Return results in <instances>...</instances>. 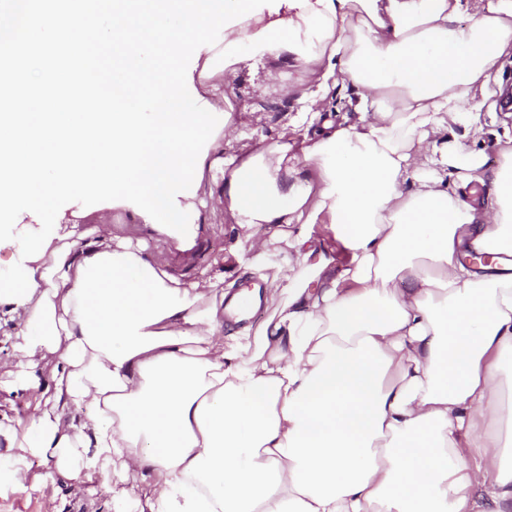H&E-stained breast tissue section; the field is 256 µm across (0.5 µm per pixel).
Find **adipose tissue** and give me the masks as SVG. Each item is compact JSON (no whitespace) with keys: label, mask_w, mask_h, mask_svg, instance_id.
Masks as SVG:
<instances>
[{"label":"adipose tissue","mask_w":512,"mask_h":512,"mask_svg":"<svg viewBox=\"0 0 512 512\" xmlns=\"http://www.w3.org/2000/svg\"><path fill=\"white\" fill-rule=\"evenodd\" d=\"M509 55L512 0H310L201 51L193 85L219 111L240 70L283 59L311 79L315 137L208 154L221 189L179 199L224 205L259 261L300 225L283 301L225 342L223 276L183 285L108 209L65 214L31 300L0 302L19 355L6 389L39 392L0 416V487L41 490L39 457L122 500L146 473L147 512H512V137L493 166L468 146ZM334 87L358 99L349 124L325 112ZM314 224L344 269L314 256ZM325 225L314 224L311 232V247L314 248V254L322 253L325 256L336 257V268L338 269V263H344L347 258L346 250Z\"/></svg>","instance_id":"obj_1"}]
</instances>
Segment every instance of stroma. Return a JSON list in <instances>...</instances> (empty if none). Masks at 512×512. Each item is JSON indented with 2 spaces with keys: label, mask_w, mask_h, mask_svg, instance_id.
<instances>
[{
  "label": "stroma",
  "mask_w": 512,
  "mask_h": 512,
  "mask_svg": "<svg viewBox=\"0 0 512 512\" xmlns=\"http://www.w3.org/2000/svg\"><path fill=\"white\" fill-rule=\"evenodd\" d=\"M274 70L277 75L275 82L268 83L252 78L244 70L225 87L224 93L233 107L231 120L239 131L237 138L225 142V156L231 157L260 149L278 141L289 129L299 126L296 98L292 95L282 96L280 88L292 82L301 91L306 89L307 84L297 81L287 63H275ZM510 84L512 85V58L505 62L491 84L492 94L480 118L484 133L473 144L474 149L490 165L496 164L499 158L500 136L505 130H512V115L502 111L498 97L500 89ZM112 231L131 238L133 242L141 243L148 258L167 263L169 272L184 284L189 285L220 275L224 278L225 292L231 294L248 286L260 287V305L242 322L225 320V333L244 329L257 331L280 301L278 292L266 288L265 282L277 274L279 266L287 265L291 259L292 253L286 241L275 243V257L272 262H239L237 254L246 245L247 231L233 224L226 210H203L198 235L194 244L189 247L144 223L138 213L129 207L113 208ZM30 465L32 475L46 477L45 487L32 494L1 490L0 512H45L46 501L50 498L54 499L59 512H115L111 494L102 490L92 494L89 493L87 484L59 475L50 476V465L42 458H31Z\"/></svg>",
  "instance_id": "35a3bbf8"
}]
</instances>
